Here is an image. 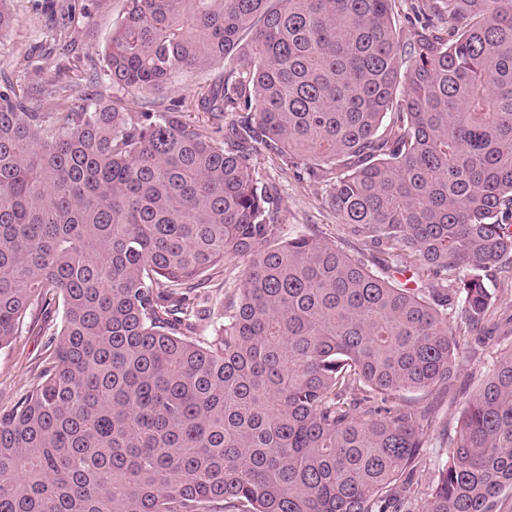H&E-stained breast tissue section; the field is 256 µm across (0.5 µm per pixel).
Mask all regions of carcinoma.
I'll return each instance as SVG.
<instances>
[{
	"mask_svg": "<svg viewBox=\"0 0 512 512\" xmlns=\"http://www.w3.org/2000/svg\"><path fill=\"white\" fill-rule=\"evenodd\" d=\"M124 2L112 87L224 71L134 118L58 70L61 112L0 77V349L61 312L0 409V512H389L433 422L392 400L452 381L448 312L481 330L488 273L512 269V0H419L407 31L396 0ZM256 144L328 182L356 252L280 239ZM396 250L427 287L369 269ZM233 257L198 336L186 290ZM506 492L512 354L461 410L427 512ZM213 284H215L213 281L209 283L211 286L205 290L209 291L207 292V294H209V303L207 306L210 311L198 322L197 332L202 336H209L212 333L216 322H219V316L224 306V287L218 288L216 284Z\"/></svg>",
	"mask_w": 512,
	"mask_h": 512,
	"instance_id": "carcinoma-1",
	"label": "carcinoma"
}]
</instances>
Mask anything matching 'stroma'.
Segmentation results:
<instances>
[{
  "instance_id": "35a3bbf8",
  "label": "stroma",
  "mask_w": 512,
  "mask_h": 512,
  "mask_svg": "<svg viewBox=\"0 0 512 512\" xmlns=\"http://www.w3.org/2000/svg\"><path fill=\"white\" fill-rule=\"evenodd\" d=\"M10 9L13 24L0 35V70L19 84L33 88L37 85V70L59 69L75 90L104 98L112 96L104 54L112 30L121 19L122 0H92L90 17L70 24L62 36L56 35L48 25L47 0H11ZM217 74L214 68L187 72L171 90L125 93V108L129 115H137L145 101L176 99L214 81ZM253 162L263 179L277 187L281 237L316 233L336 244H344L336 215L323 203L324 184L309 181L299 168L280 169L261 147L254 151ZM489 284L496 296L495 329L480 335L468 333L462 329L460 315L453 313L448 317L450 328L461 333L459 367L454 380L446 387L404 392L396 398L398 404L435 415L427 431L423 463L413 478L416 494L403 503L402 512H425L430 487L438 465L446 458L448 436L454 431L461 407L500 357L512 352V275H490ZM59 323V315H36L11 347L0 350V408L10 407L33 383L49 356L47 336Z\"/></svg>"
}]
</instances>
